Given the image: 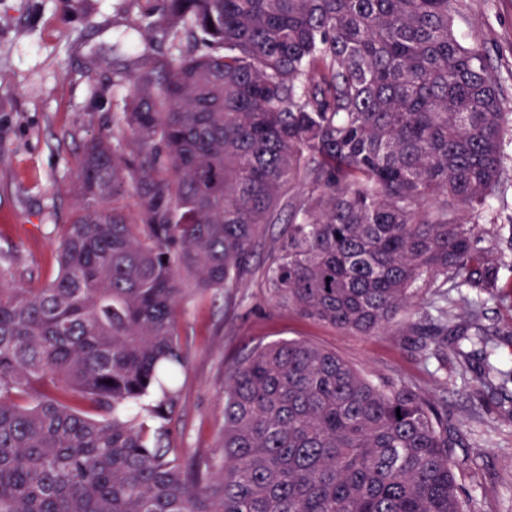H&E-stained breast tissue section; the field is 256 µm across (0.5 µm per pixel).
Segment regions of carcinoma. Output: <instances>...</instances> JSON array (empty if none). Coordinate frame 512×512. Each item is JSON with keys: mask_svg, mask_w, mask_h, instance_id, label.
<instances>
[{"mask_svg": "<svg viewBox=\"0 0 512 512\" xmlns=\"http://www.w3.org/2000/svg\"><path fill=\"white\" fill-rule=\"evenodd\" d=\"M163 2L160 27L206 50L145 62L123 140L84 145L58 277L0 268V512H470L447 405L310 341L235 365L220 467L182 462L168 427L176 310L251 275L266 224L280 305L366 336L438 283L437 317L408 323L439 337L420 349L493 395L512 383L482 302L512 299V233L475 247L512 97L456 33L463 0Z\"/></svg>", "mask_w": 512, "mask_h": 512, "instance_id": "carcinoma-1", "label": "carcinoma"}]
</instances>
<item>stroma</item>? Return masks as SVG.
<instances>
[{
	"label": "stroma",
	"mask_w": 512,
	"mask_h": 512,
	"mask_svg": "<svg viewBox=\"0 0 512 512\" xmlns=\"http://www.w3.org/2000/svg\"><path fill=\"white\" fill-rule=\"evenodd\" d=\"M466 40L482 44L512 89V0H467ZM158 0H0V266L14 282L39 288L58 274L57 248L75 215L70 186L84 144L120 133L122 99L141 62L178 56L181 39L152 29ZM477 248L512 222V146ZM280 227L260 234L256 269L239 287L187 296L177 331L189 349L181 402L170 427L186 457L221 464L224 390L231 369L252 349L307 340L335 351L376 383L412 382L448 412L468 445L456 478L472 512H512V424L474 416L481 395L456 371L420 351V337L397 322L368 336L301 318L279 305L263 277Z\"/></svg>",
	"instance_id": "35a3bbf8"
}]
</instances>
